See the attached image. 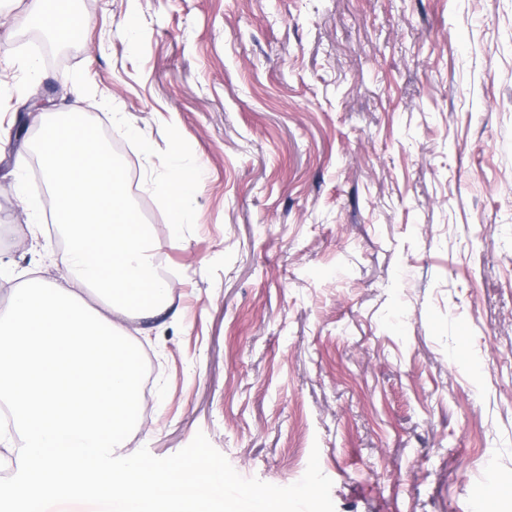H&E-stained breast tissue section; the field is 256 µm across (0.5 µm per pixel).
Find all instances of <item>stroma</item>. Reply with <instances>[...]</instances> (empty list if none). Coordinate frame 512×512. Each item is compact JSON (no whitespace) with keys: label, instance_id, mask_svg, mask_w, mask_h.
Segmentation results:
<instances>
[{"label":"stroma","instance_id":"obj_1","mask_svg":"<svg viewBox=\"0 0 512 512\" xmlns=\"http://www.w3.org/2000/svg\"><path fill=\"white\" fill-rule=\"evenodd\" d=\"M27 2L0 0V308L62 279L13 129L78 88L176 285L128 325L154 377L119 456L201 432L277 486L318 451L335 512H512L482 495L512 473V0H76L58 62ZM174 156L204 179L173 234Z\"/></svg>","mask_w":512,"mask_h":512}]
</instances>
